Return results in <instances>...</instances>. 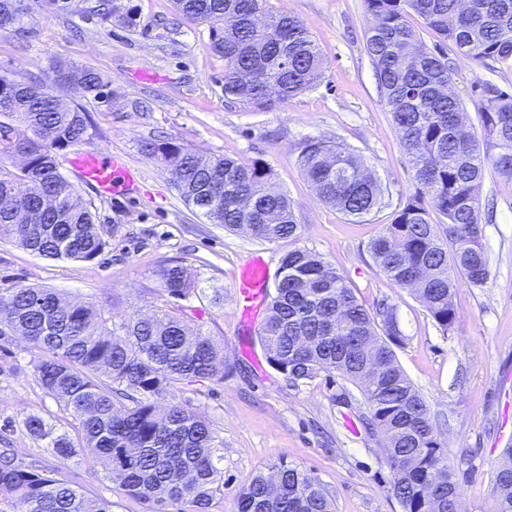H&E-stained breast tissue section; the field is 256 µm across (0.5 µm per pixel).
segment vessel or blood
Wrapping results in <instances>:
<instances>
[{
  "instance_id": "1",
  "label": "vessel or blood",
  "mask_w": 512,
  "mask_h": 512,
  "mask_svg": "<svg viewBox=\"0 0 512 512\" xmlns=\"http://www.w3.org/2000/svg\"><path fill=\"white\" fill-rule=\"evenodd\" d=\"M68 166L82 183L100 195L112 196L135 192L138 172L118 156L95 150L75 152ZM269 263L262 253L252 254L243 264L233 283L234 304L240 326L254 328L268 307Z\"/></svg>"
}]
</instances>
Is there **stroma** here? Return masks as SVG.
<instances>
[{
  "instance_id": "obj_1",
  "label": "stroma",
  "mask_w": 512,
  "mask_h": 512,
  "mask_svg": "<svg viewBox=\"0 0 512 512\" xmlns=\"http://www.w3.org/2000/svg\"><path fill=\"white\" fill-rule=\"evenodd\" d=\"M75 0L73 8L33 10L25 34L0 31V75L25 83L48 80L56 63L86 66L104 87L93 94L68 85L51 92L80 106L92 125L89 149L122 156L140 175L130 198L103 199L83 183L76 198L109 232L110 246L89 261L45 259L0 241V286L52 288L90 303L119 323L135 311L153 313L162 290L160 264L180 262L206 288L192 299L200 323L223 343L224 380H191L171 388L160 405L179 403L204 417L224 441V490L211 512H237V493L259 472L284 461L316 477L335 512H402L390 489L383 440L367 420L358 385L319 373L292 385L268 362L257 334H240L232 284L250 253L270 259L278 275L293 246L319 253L336 268L367 309L392 305L402 332L398 364L419 390L458 478L463 512H490L492 479L512 448V183L486 172L483 245L490 277L475 287L459 281L456 322L436 326L425 305L380 270L369 244L418 191L365 47L373 22L365 0H265L268 14L299 19L324 61L316 85L272 110L224 96V58L213 49L212 29L180 15L173 0ZM408 22L420 45L441 48L464 123L479 132L474 85L491 81L512 92V68L476 61L429 28L417 14ZM311 138L353 149L374 175L381 203L355 223L321 201L299 163ZM172 141L241 162L262 160L271 186L284 193L299 226L297 241H260L188 208L164 164L145 143ZM39 350L17 335L0 338V451L15 464L68 483L86 496L111 502L112 512H153L124 493L103 462L81 455L61 461L46 440L29 435L24 417L40 415L54 434L77 439L71 418L36 381Z\"/></svg>"
}]
</instances>
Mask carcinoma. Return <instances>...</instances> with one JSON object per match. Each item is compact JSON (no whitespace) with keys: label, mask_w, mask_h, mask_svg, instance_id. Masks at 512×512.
Returning <instances> with one entry per match:
<instances>
[{"label":"carcinoma","mask_w":512,"mask_h":512,"mask_svg":"<svg viewBox=\"0 0 512 512\" xmlns=\"http://www.w3.org/2000/svg\"><path fill=\"white\" fill-rule=\"evenodd\" d=\"M43 0H0V30L20 24ZM187 19L221 26L214 48L224 56V96L272 109L314 87L323 59L310 32L295 17L271 15L261 26L262 0H175ZM373 24L366 50L375 66L392 122L408 156L417 195L394 213L371 241L376 265L399 288L411 290L444 334L456 319L454 293L463 278L488 280L480 190L486 170L512 182V95L492 82L475 87L481 135L462 131V100L448 92V65L417 44L410 12L461 52L479 61L512 63V0H365ZM60 85L98 92L102 80L87 67L54 66ZM11 103L0 110V240L45 258L92 261L109 240L95 214L75 200V187L59 170L55 151L89 142L85 112L40 87L11 81ZM30 135L20 136L19 128ZM31 162L11 163L22 148ZM169 169L180 197L191 207L202 186L224 184V196L203 216L229 230L248 229L261 241L298 238L288 199L269 187L271 169L228 155L211 156L172 142L148 143ZM299 161L319 198L359 221L381 203L380 188L349 147L323 139L304 143ZM447 219L434 224L431 214ZM286 282L275 286L259 332L269 363L297 385L321 372L338 373L360 386L371 425L381 432L391 490L403 512H457L461 496L454 469L419 391L400 368L391 344L400 331L393 307L369 312L344 276L319 254L302 247L285 253ZM154 276L167 300L150 317L130 314L116 325L90 305L69 301L51 288H0V335H20L43 353L34 364L40 386L81 434L79 445L52 435L31 414L26 431L48 440L62 461L79 453L103 460L122 478L124 492L152 504L154 512H210L224 488V441L209 422L158 399L186 380L224 381L218 340L191 325L194 307L183 302L204 289L179 263ZM386 328L383 339L377 321ZM0 497L22 501L25 512H111L106 502L0 455ZM491 512H512V452L493 479ZM238 512H334L320 482L281 462L256 475L237 496Z\"/></svg>","instance_id":"cac0c4a2"}]
</instances>
